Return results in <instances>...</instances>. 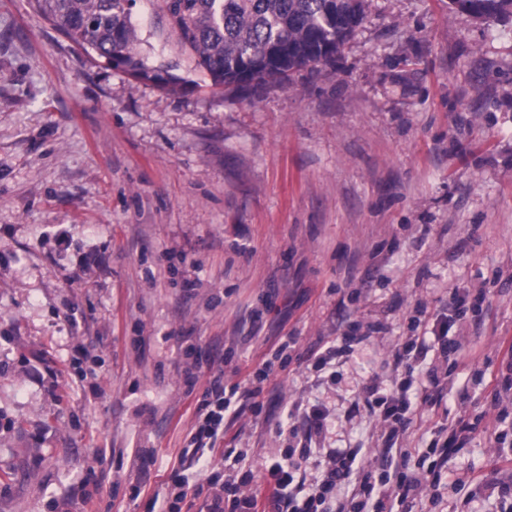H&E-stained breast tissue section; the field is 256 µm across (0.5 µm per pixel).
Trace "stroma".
Listing matches in <instances>:
<instances>
[{"mask_svg":"<svg viewBox=\"0 0 512 512\" xmlns=\"http://www.w3.org/2000/svg\"><path fill=\"white\" fill-rule=\"evenodd\" d=\"M365 12L332 61L215 90L145 0L139 50L180 83L134 80L0 0V512H152L199 469L183 450L209 365L234 384L289 334L212 464L287 455L294 401L327 407L326 448L376 454L355 393L455 291L485 295L452 329L478 362L444 386L478 429L397 512H501L512 414L486 381L512 373V19ZM376 322L362 357L312 369L320 343Z\"/></svg>","mask_w":512,"mask_h":512,"instance_id":"obj_1","label":"stroma"}]
</instances>
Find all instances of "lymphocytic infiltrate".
<instances>
[{
    "label": "lymphocytic infiltrate",
    "instance_id": "obj_1",
    "mask_svg": "<svg viewBox=\"0 0 512 512\" xmlns=\"http://www.w3.org/2000/svg\"><path fill=\"white\" fill-rule=\"evenodd\" d=\"M454 322L440 316L430 335L410 338L395 348L389 380L372 377L359 401L383 426L384 446L374 460L360 448H331L324 465L309 471L308 450L323 446L328 433V410L294 403L289 411L299 424L291 435L303 449L300 460H279L265 465L263 484L253 471L241 479L220 480L212 473L204 480L174 479L159 491L165 512H392V502H405L438 488L449 453L466 447L475 425L459 415L449 438L441 445L420 450L398 448L400 436L419 404L438 413L441 395L434 389L448 377L449 363L475 360L473 348L451 336ZM437 361H428L430 351ZM274 372L265 359L241 382L225 386L223 369L210 371L203 399L195 412L190 445L197 457L212 451L224 433V423L238 414L239 399H252Z\"/></svg>",
    "mask_w": 512,
    "mask_h": 512
}]
</instances>
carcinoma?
<instances>
[{
  "label": "carcinoma",
  "mask_w": 512,
  "mask_h": 512,
  "mask_svg": "<svg viewBox=\"0 0 512 512\" xmlns=\"http://www.w3.org/2000/svg\"><path fill=\"white\" fill-rule=\"evenodd\" d=\"M72 43L135 80L162 87L180 77L137 49V0H32ZM185 60L214 87L284 81L329 62L364 20L365 0H147ZM482 22L512 17V0H476Z\"/></svg>",
  "instance_id": "obj_1"
}]
</instances>
